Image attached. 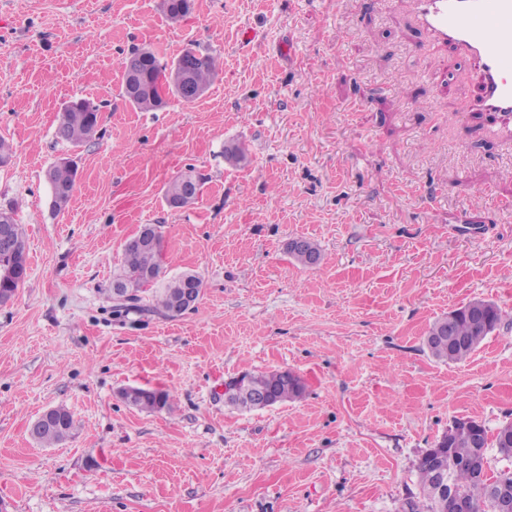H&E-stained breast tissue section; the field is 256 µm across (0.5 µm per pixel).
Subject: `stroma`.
Wrapping results in <instances>:
<instances>
[{
	"label": "stroma",
	"instance_id": "obj_1",
	"mask_svg": "<svg viewBox=\"0 0 512 512\" xmlns=\"http://www.w3.org/2000/svg\"><path fill=\"white\" fill-rule=\"evenodd\" d=\"M403 0H0V208L25 229L28 274L0 306V506L6 512H408L417 466L455 419L512 422V147L462 111L473 70L448 73ZM218 55L209 90L156 112L119 92L147 46ZM100 108L97 136L55 134L62 108ZM248 161L230 164L225 145ZM78 169L52 207L46 172ZM201 182L170 208L168 183ZM165 278L198 275L195 309L116 315L112 280L141 225ZM307 237L324 254H287ZM483 298L504 313L460 363L429 324ZM288 370L302 398L239 411L226 382ZM160 388L171 408L121 395ZM76 422L51 447L49 408ZM286 252L295 262L303 267H312L316 264L319 265L323 260L319 246L307 238H304L301 243L293 246L288 245L287 242Z\"/></svg>",
	"mask_w": 512,
	"mask_h": 512
}]
</instances>
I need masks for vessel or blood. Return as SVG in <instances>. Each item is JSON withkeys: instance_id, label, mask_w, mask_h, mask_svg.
I'll return each mask as SVG.
<instances>
[{"instance_id": "b4317fda", "label": "vessel or blood", "mask_w": 512, "mask_h": 512, "mask_svg": "<svg viewBox=\"0 0 512 512\" xmlns=\"http://www.w3.org/2000/svg\"><path fill=\"white\" fill-rule=\"evenodd\" d=\"M430 46L455 50L449 67L474 65L473 111L503 118L499 134L512 143V0H409Z\"/></svg>"}]
</instances>
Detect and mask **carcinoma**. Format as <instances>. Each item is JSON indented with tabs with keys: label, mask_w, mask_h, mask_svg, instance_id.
I'll use <instances>...</instances> for the list:
<instances>
[{
	"label": "carcinoma",
	"mask_w": 512,
	"mask_h": 512,
	"mask_svg": "<svg viewBox=\"0 0 512 512\" xmlns=\"http://www.w3.org/2000/svg\"><path fill=\"white\" fill-rule=\"evenodd\" d=\"M178 60L189 64V84L191 90L179 87L171 89V96L184 103H192L199 99L196 91L206 92L220 69L217 57L196 48H187ZM122 96L140 112H155L164 103L155 100L146 93L129 96L122 91ZM100 122V113L90 112L84 106L73 104L61 112L56 129L58 139L78 147L90 142L96 135ZM77 169L70 164L58 163L48 169L47 180L52 190V204L57 211L66 207L75 189ZM165 199L184 208L195 203V200L183 199V189L180 178L170 181L165 190ZM10 222V231L18 245L14 254L0 253V293H16L24 283L25 276H12L8 270L27 267V246L24 230L14 218L12 211L2 210ZM290 257L303 267H311L322 262L323 256L319 246L306 239L299 244L286 246ZM162 255V238H157L152 247H124L123 264L118 272V279L139 293H145L148 288L158 284L161 278L160 258ZM178 287L177 280L171 279L162 287L152 292L151 307L140 304L142 298H137L138 304L122 312H145L151 310L169 319L172 317L173 289ZM477 305L484 308V323L473 321L468 308ZM502 311L493 302L475 298L468 304L457 309L453 318V335L460 339L454 347H448V339L436 341L427 340L425 346L436 360L443 363H460L479 348L484 339L494 332L502 321ZM245 385L241 389L233 388L228 396V403L233 407L251 411L255 409L253 397L268 395L274 403H283L299 399L303 396L304 385L291 372L269 371L260 373H245L242 375ZM173 396L166 390L142 391L136 398L134 406L145 411H161L171 407ZM75 428L73 415L68 413L57 426L46 429L38 434L39 443L44 446L57 444L71 436ZM512 432V422L501 425L494 436L488 439L487 429L480 422L475 425L458 424L448 429L436 443V450L424 453L418 464V474L421 485L422 505H410L411 512H447L443 500L437 494V478L435 461H440L448 472V483L456 497L465 499L472 504V512H505L504 503L496 491L506 486L512 489V445L502 441L505 432ZM497 449L500 457L510 462V465L500 469L496 475L488 476L489 447Z\"/></svg>",
	"instance_id": "obj_1"
}]
</instances>
